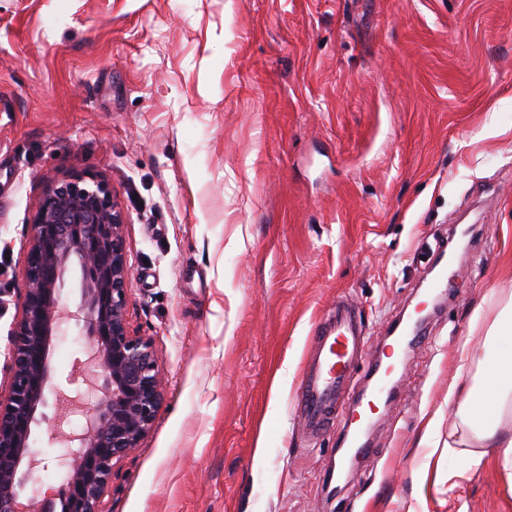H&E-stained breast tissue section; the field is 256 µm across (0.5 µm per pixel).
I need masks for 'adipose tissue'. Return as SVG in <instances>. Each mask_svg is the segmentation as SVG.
Returning <instances> with one entry per match:
<instances>
[{
  "label": "adipose tissue",
  "mask_w": 512,
  "mask_h": 512,
  "mask_svg": "<svg viewBox=\"0 0 512 512\" xmlns=\"http://www.w3.org/2000/svg\"><path fill=\"white\" fill-rule=\"evenodd\" d=\"M481 359L460 348L461 368L477 365L466 383L448 385V403L453 407L454 432L461 446L470 448L468 465H479L482 449L494 448L504 468L512 469V300L500 310L485 332Z\"/></svg>",
  "instance_id": "obj_1"
}]
</instances>
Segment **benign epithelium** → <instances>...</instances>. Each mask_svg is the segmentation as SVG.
Here are the masks:
<instances>
[{
    "mask_svg": "<svg viewBox=\"0 0 512 512\" xmlns=\"http://www.w3.org/2000/svg\"><path fill=\"white\" fill-rule=\"evenodd\" d=\"M123 217L112 189L90 173H75L53 184L39 201L26 255L22 313L11 332L7 359L10 395L0 402V512H47L51 498L21 495L40 461L30 451L32 427L51 388L53 340L63 323L82 324L89 340L82 361L86 391L64 396L57 405L55 431L65 419L84 413L74 459L58 497L61 512H106L103 495L113 468L139 447L151 430L163 399V379L153 343L130 333L125 306L132 275L123 238ZM80 273L76 309L61 295L66 273ZM103 370L102 383L92 380ZM104 399L83 412L84 398Z\"/></svg>",
    "mask_w": 512,
    "mask_h": 512,
    "instance_id": "obj_1",
    "label": "benign epithelium"
}]
</instances>
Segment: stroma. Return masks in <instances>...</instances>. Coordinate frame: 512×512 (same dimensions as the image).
I'll list each match as a JSON object with an SVG mask.
<instances>
[{"instance_id": "obj_1", "label": "stroma", "mask_w": 512, "mask_h": 512, "mask_svg": "<svg viewBox=\"0 0 512 512\" xmlns=\"http://www.w3.org/2000/svg\"><path fill=\"white\" fill-rule=\"evenodd\" d=\"M73 172L124 216L126 322L165 380L107 512H512L495 450L467 469L448 445L457 351L483 356L512 295V0H0L1 400L30 225ZM441 242L447 294L334 472L342 424L295 417L311 327L354 300L367 372ZM87 345L73 324L53 344L43 491L65 481L49 431Z\"/></svg>"}]
</instances>
